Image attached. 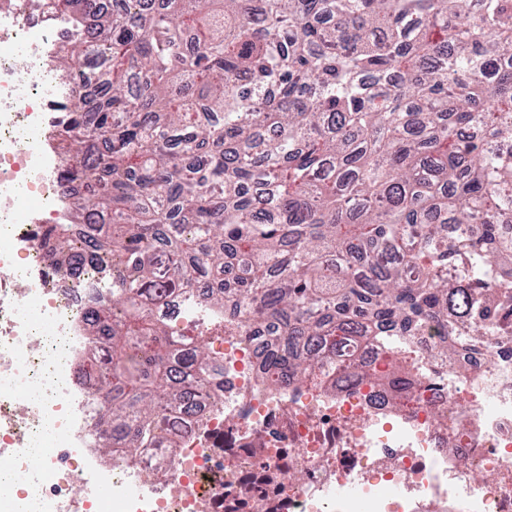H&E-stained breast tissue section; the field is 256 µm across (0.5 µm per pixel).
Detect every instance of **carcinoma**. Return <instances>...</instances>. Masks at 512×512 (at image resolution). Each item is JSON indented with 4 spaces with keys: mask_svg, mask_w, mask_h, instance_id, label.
<instances>
[{
    "mask_svg": "<svg viewBox=\"0 0 512 512\" xmlns=\"http://www.w3.org/2000/svg\"><path fill=\"white\" fill-rule=\"evenodd\" d=\"M79 73L51 137L74 192L44 243L110 277L88 330L107 357L101 447L173 444L175 414L220 383L178 317L214 288L224 321L288 347L260 377L325 364L373 378L368 340L436 329L439 359L512 336V0H43ZM414 380L399 353L378 375Z\"/></svg>",
    "mask_w": 512,
    "mask_h": 512,
    "instance_id": "1",
    "label": "carcinoma"
}]
</instances>
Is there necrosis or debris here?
Instances as JSON below:
<instances>
[{"label":"necrosis or debris","instance_id":"obj_1","mask_svg":"<svg viewBox=\"0 0 512 512\" xmlns=\"http://www.w3.org/2000/svg\"><path fill=\"white\" fill-rule=\"evenodd\" d=\"M72 36L39 0H0V512H512V336L444 363L429 329L374 342L371 370L392 351L413 365L420 389L399 398L372 381L328 391L321 373L263 383L259 345L231 329L210 340L224 389L189 410L166 476L101 450L85 313L108 293L43 248L66 188L42 54Z\"/></svg>","mask_w":512,"mask_h":512}]
</instances>
